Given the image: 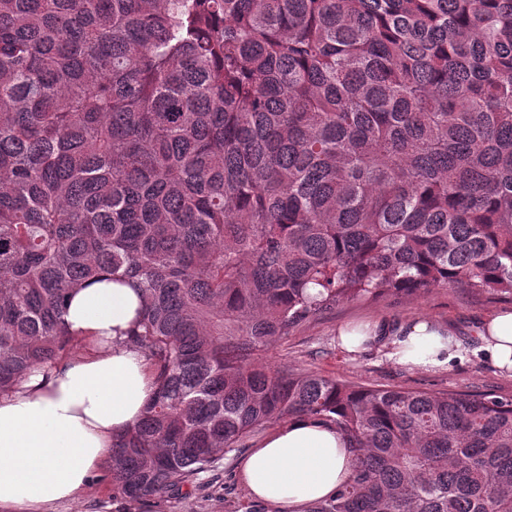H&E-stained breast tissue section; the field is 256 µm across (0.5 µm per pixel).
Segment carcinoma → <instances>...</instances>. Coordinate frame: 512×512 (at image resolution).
Returning <instances> with one entry per match:
<instances>
[{
  "label": "carcinoma",
  "instance_id": "obj_1",
  "mask_svg": "<svg viewBox=\"0 0 512 512\" xmlns=\"http://www.w3.org/2000/svg\"><path fill=\"white\" fill-rule=\"evenodd\" d=\"M104 276L156 384L125 497L305 416L352 453L306 512H512V396L262 357L344 301L512 297V0H0V395Z\"/></svg>",
  "mask_w": 512,
  "mask_h": 512
}]
</instances>
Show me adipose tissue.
I'll return each mask as SVG.
<instances>
[{"label": "adipose tissue", "mask_w": 512, "mask_h": 512, "mask_svg": "<svg viewBox=\"0 0 512 512\" xmlns=\"http://www.w3.org/2000/svg\"><path fill=\"white\" fill-rule=\"evenodd\" d=\"M140 307L136 289L120 282L79 289L65 320L85 350L36 370L0 397V512H48L50 505L77 501L110 454L113 436L141 415L154 392L153 370L126 343ZM476 335L479 352L512 372V310L481 320ZM338 340L347 353L381 350L427 371L445 369L463 353L451 332L424 318L402 326L348 325ZM350 465L336 428L299 417L264 436L239 472L251 499L277 512H306L335 494Z\"/></svg>", "instance_id": "obj_1"}]
</instances>
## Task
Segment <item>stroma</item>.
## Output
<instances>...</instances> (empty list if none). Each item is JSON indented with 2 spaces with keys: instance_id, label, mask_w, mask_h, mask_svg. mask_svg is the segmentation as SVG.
I'll return each instance as SVG.
<instances>
[{
  "instance_id": "35a3bbf8",
  "label": "stroma",
  "mask_w": 512,
  "mask_h": 512,
  "mask_svg": "<svg viewBox=\"0 0 512 512\" xmlns=\"http://www.w3.org/2000/svg\"><path fill=\"white\" fill-rule=\"evenodd\" d=\"M511 309L510 298H491L467 288H434L417 296L348 301L272 344L266 359L273 366L318 372L356 386L512 395V372L471 354L477 345L476 325L493 313ZM418 318L439 328L454 327L468 352L466 359L445 370L423 371L376 352L352 357L336 344L338 329L347 324L386 320L402 325ZM243 455L240 449L225 454L211 471L163 498L132 500L113 491L110 482L95 479L80 499L55 506L53 512H272L244 492L238 477Z\"/></svg>"
}]
</instances>
